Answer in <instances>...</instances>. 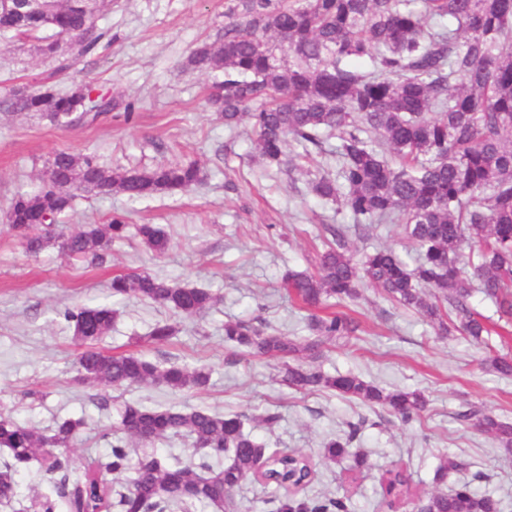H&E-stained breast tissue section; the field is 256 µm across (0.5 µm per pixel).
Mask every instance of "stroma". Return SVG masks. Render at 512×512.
<instances>
[{
  "instance_id": "obj_1",
  "label": "stroma",
  "mask_w": 512,
  "mask_h": 512,
  "mask_svg": "<svg viewBox=\"0 0 512 512\" xmlns=\"http://www.w3.org/2000/svg\"><path fill=\"white\" fill-rule=\"evenodd\" d=\"M224 5L225 0H107L99 20L105 37L89 54L72 45L49 55L37 50L36 39L0 37V414L44 432L61 419L85 418L88 428L70 451L84 466L107 453L105 434L123 403L206 406L245 416L246 432L267 447L305 453L315 470L308 496L349 497L352 512H413L415 499L466 482L497 500L499 512H512V453L462 418L474 409L512 421V376L489 363L497 355L512 356V325L499 321L494 304L480 292H473L470 306L492 330L481 344L456 330L439 335L436 323L372 287L362 288L352 302L327 299L326 309L345 312L357 329L351 338L327 343L319 359H304V366L351 372L387 390L422 391L428 407L407 424L331 391L285 384L278 360L225 342L229 320L308 336V313L289 297L283 277L314 271L336 227L347 228L348 249L357 256L388 247L411 269L417 249L394 225L354 226L339 202L309 192L308 171L335 170L333 159L314 154L304 170L266 165L255 154L248 126L228 129L212 111L207 98L221 72H193L185 60L223 28ZM43 86L110 93L133 103V117L115 111L92 124L60 128L12 111L13 90ZM59 150L95 156L111 170L195 162L203 180L175 197L78 192L58 231L105 224L121 213L131 226L125 238L113 241L100 265L54 248L30 256L8 224L11 201L44 185L47 162ZM137 224L161 227L171 241L169 251L158 257L146 250L133 231ZM132 272L210 289L218 301L186 318L136 297L113 296V277ZM92 303L118 311L100 350L137 353L157 364L204 366L211 371L209 386L173 391L76 382L80 350L59 313ZM159 322L176 328L168 343L148 339ZM269 412L279 416L271 425L264 420ZM338 437L350 438L352 454L367 459L364 467H354L351 457H324L325 442ZM449 458L458 466L438 482L436 472ZM394 468L410 479L408 495L399 499L384 491L386 473Z\"/></svg>"
}]
</instances>
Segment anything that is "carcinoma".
Returning a JSON list of instances; mask_svg holds the SVG:
<instances>
[{
    "label": "carcinoma",
    "instance_id": "obj_1",
    "mask_svg": "<svg viewBox=\"0 0 512 512\" xmlns=\"http://www.w3.org/2000/svg\"><path fill=\"white\" fill-rule=\"evenodd\" d=\"M39 12H17L0 0V33L34 36L51 32L42 51L54 53L62 38L81 39L95 50L105 33L98 26L105 0H45ZM224 29L197 46L186 67L221 71L209 103L229 129L246 122L256 153L268 165L289 163L293 142L325 151L336 138V177L309 180L311 193L336 199L356 224H396L418 249L414 269L390 248H376L356 260L336 227L335 244L320 254L312 273H290L284 285L310 312L312 335L290 338L268 333L247 321L224 323V341L256 354L283 360V381L305 390L324 389L369 407L386 408L409 423L425 411L417 390L387 391L353 373L329 374L306 368L302 355H318L321 346L355 331L343 313L315 314L323 299L354 300L366 285L381 289L401 306L438 321L448 331L438 304L424 297L433 291L448 302L458 330L476 341L490 335L483 316L469 299L479 290L512 323V0H227ZM368 61L372 70L355 64ZM91 90L61 93L53 88L14 92L15 112H35L68 128L91 124L121 109L131 118L134 105L104 94L88 107ZM59 184L86 185L97 195L122 192L130 198L174 195L201 180L195 163L110 172L96 157L54 153ZM74 195L45 187L15 196L12 230L26 253L37 256L52 246L91 265L104 261L112 241L128 224L115 214L107 224H87L62 234L55 222L71 210ZM141 243L156 255L169 249L164 230L138 227ZM112 295H132L191 317L210 308L217 295L171 282L147 272L118 275ZM60 315L82 348L78 381L88 386L162 385L171 390L204 388L211 372L171 363L160 367L140 355H109L95 343L108 335L116 310L108 304L67 307ZM476 418L506 452H512V424L476 411ZM83 418L58 422L50 434L0 416V449L10 460L0 464V503L17 494L16 474L41 461L60 474L56 497L35 496L27 512H55L58 499L67 512H153L203 505L232 512L230 492L249 476L284 491L277 512H350L349 499L327 502L297 497L314 479L307 456L269 452L244 429L238 415L205 407L183 410L126 402L112 423L110 450L69 483V459L50 453L71 448L84 434ZM330 440L324 456L350 455L351 436ZM176 436L192 439L206 460L167 461L153 454L133 457L129 443L152 445ZM112 479H107V475ZM399 472H387L386 493L405 495ZM417 512H498L497 502L468 484L436 490L421 499Z\"/></svg>",
    "mask_w": 512,
    "mask_h": 512
}]
</instances>
